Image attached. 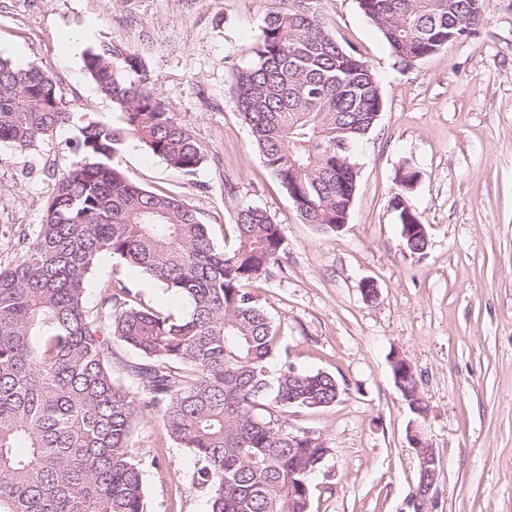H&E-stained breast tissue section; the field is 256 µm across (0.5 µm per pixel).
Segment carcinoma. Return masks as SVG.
Returning <instances> with one entry per match:
<instances>
[{
  "mask_svg": "<svg viewBox=\"0 0 512 512\" xmlns=\"http://www.w3.org/2000/svg\"><path fill=\"white\" fill-rule=\"evenodd\" d=\"M484 0H360L399 63L411 65L475 30ZM235 97L265 166L306 224L336 231L358 171L347 166L376 123L375 75L321 21L315 0L264 19ZM84 68L118 123L80 130L55 180L45 219L13 244L0 268V512H147V463L131 452L139 408L194 461L193 487L211 512H310V477L326 440L288 430L296 409L336 403L327 372L278 357V332L254 289L281 271L282 227L263 210L235 216V246L213 242L178 197L125 178L111 160L130 139L184 176L205 155L158 100L140 55L110 41ZM57 81L0 59V144L27 150L70 121ZM407 230L412 253L427 246ZM109 256L180 296L187 309L146 308L120 277L84 301L87 276ZM131 351L126 387L112 376L113 345ZM413 399L416 380L392 369Z\"/></svg>",
  "mask_w": 512,
  "mask_h": 512,
  "instance_id": "carcinoma-1",
  "label": "carcinoma"
}]
</instances>
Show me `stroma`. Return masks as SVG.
Here are the masks:
<instances>
[{
	"mask_svg": "<svg viewBox=\"0 0 512 512\" xmlns=\"http://www.w3.org/2000/svg\"><path fill=\"white\" fill-rule=\"evenodd\" d=\"M291 0H0V57L57 80L70 122L35 147H0V265L13 236L41 223L54 176L91 122L113 123L88 78L86 53L112 41L144 59L159 98L204 150L183 176L130 140L113 163L150 191L179 196L218 246H234L233 217L256 207L281 224L282 269L258 293L289 361L335 375V405L297 410L331 452L311 479V512H412L419 477L407 431L418 423L440 467L428 512H512V0H486L470 37L403 66L359 0H319L343 46L375 74L383 105L358 146V177L343 228L303 223L251 143L233 93L265 17ZM418 172L409 201L428 247L403 246L390 200L401 169ZM371 280L379 295L365 301ZM413 367L426 408L397 390L392 356ZM134 453L148 462L149 512H210L190 483L193 461L139 413Z\"/></svg>",
	"mask_w": 512,
	"mask_h": 512,
	"instance_id": "obj_1",
	"label": "stroma"
}]
</instances>
